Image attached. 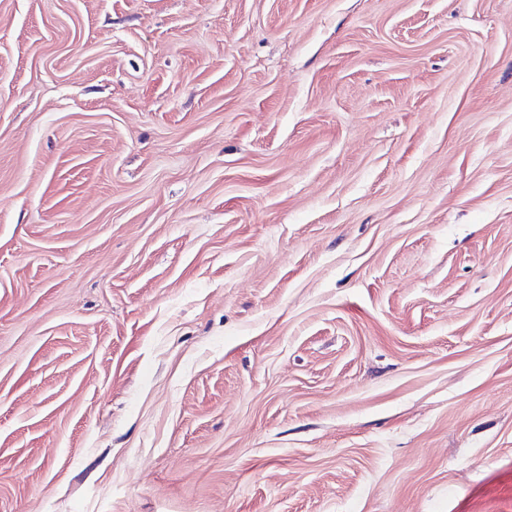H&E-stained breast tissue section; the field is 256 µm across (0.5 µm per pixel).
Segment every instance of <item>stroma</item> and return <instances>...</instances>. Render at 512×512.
Listing matches in <instances>:
<instances>
[{"mask_svg": "<svg viewBox=\"0 0 512 512\" xmlns=\"http://www.w3.org/2000/svg\"><path fill=\"white\" fill-rule=\"evenodd\" d=\"M0 512H512V0H0Z\"/></svg>", "mask_w": 512, "mask_h": 512, "instance_id": "stroma-1", "label": "stroma"}]
</instances>
